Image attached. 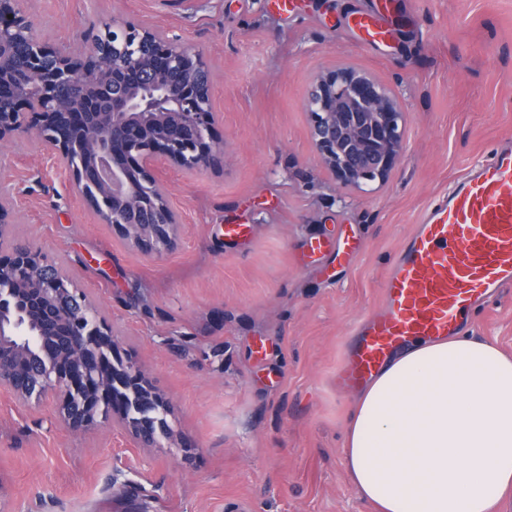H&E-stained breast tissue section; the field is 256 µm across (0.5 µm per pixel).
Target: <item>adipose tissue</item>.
I'll list each match as a JSON object with an SVG mask.
<instances>
[{
    "label": "adipose tissue",
    "instance_id": "adipose-tissue-1",
    "mask_svg": "<svg viewBox=\"0 0 512 512\" xmlns=\"http://www.w3.org/2000/svg\"><path fill=\"white\" fill-rule=\"evenodd\" d=\"M343 463L373 512H494L512 494V357L416 341L351 400Z\"/></svg>",
    "mask_w": 512,
    "mask_h": 512
}]
</instances>
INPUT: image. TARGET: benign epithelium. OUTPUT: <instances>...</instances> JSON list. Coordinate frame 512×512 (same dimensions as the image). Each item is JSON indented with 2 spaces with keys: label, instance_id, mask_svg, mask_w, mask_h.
Instances as JSON below:
<instances>
[{
  "label": "benign epithelium",
  "instance_id": "1",
  "mask_svg": "<svg viewBox=\"0 0 512 512\" xmlns=\"http://www.w3.org/2000/svg\"><path fill=\"white\" fill-rule=\"evenodd\" d=\"M0 0V146L33 136L53 158L62 160L78 194L106 224L142 251L159 256L174 243L179 216L154 174L159 165L199 170L224 154L212 139L214 112L210 86L162 83L166 69L208 72L201 54L145 28L152 45L149 66L130 59L138 93L112 86L109 108L82 112L65 90L92 75L107 83L117 59L130 52L134 27L102 23L82 48H51L38 40L34 23L17 7ZM30 47L22 71L13 68L17 41ZM311 137L321 161L337 179L358 192L383 180L405 152L404 111L398 99L371 75L340 68L318 75L306 98ZM13 210L0 201V390L22 404L38 405L63 396L58 417L78 430L97 423L100 403L118 401L134 440L155 443L156 417L169 402L154 392L141 370L126 362L104 372L102 357L114 356L112 329L83 295L60 287L64 270L37 259L12 240Z\"/></svg>",
  "mask_w": 512,
  "mask_h": 512
}]
</instances>
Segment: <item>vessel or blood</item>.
Here are the masks:
<instances>
[{
	"mask_svg": "<svg viewBox=\"0 0 512 512\" xmlns=\"http://www.w3.org/2000/svg\"><path fill=\"white\" fill-rule=\"evenodd\" d=\"M351 24L364 45L391 38L385 0ZM512 288V143L499 144L423 212L381 283L382 305L354 324L336 366L338 385L357 389L417 340L468 332L486 301Z\"/></svg>",
	"mask_w": 512,
	"mask_h": 512,
	"instance_id": "1",
	"label": "vessel or blood"
}]
</instances>
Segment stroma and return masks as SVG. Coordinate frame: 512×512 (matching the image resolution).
<instances>
[{
	"label": "stroma",
	"mask_w": 512,
	"mask_h": 512,
	"mask_svg": "<svg viewBox=\"0 0 512 512\" xmlns=\"http://www.w3.org/2000/svg\"><path fill=\"white\" fill-rule=\"evenodd\" d=\"M300 2L287 17L269 0H22L54 47L117 17L201 52L224 154L163 171L180 227L155 257L83 203L63 161L27 138L0 149L15 241L66 271L170 402L141 448L117 428L56 425L55 400L0 393V512H370L343 467L351 396L331 376L424 210L512 140V0H394L381 49L347 26L373 0ZM344 67L405 111L406 151L368 195L322 164L305 108L315 77ZM228 224L249 236L225 241ZM345 236L350 260L307 250ZM473 332L512 354V288Z\"/></svg>",
	"instance_id": "obj_1"
}]
</instances>
